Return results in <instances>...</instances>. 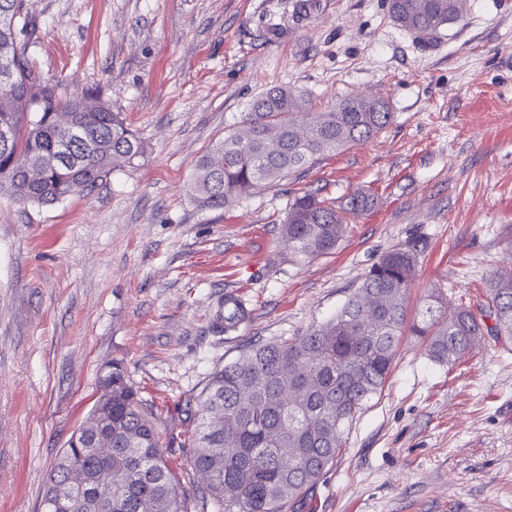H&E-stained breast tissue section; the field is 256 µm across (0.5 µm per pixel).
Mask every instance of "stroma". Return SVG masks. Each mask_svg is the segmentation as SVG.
<instances>
[{
    "instance_id": "1",
    "label": "stroma",
    "mask_w": 512,
    "mask_h": 512,
    "mask_svg": "<svg viewBox=\"0 0 512 512\" xmlns=\"http://www.w3.org/2000/svg\"><path fill=\"white\" fill-rule=\"evenodd\" d=\"M34 13L43 74L100 87L145 154L60 203L0 199V512H40L113 365L176 443L216 366L335 316L388 251L418 249L412 318L432 288L477 302L489 276L512 272V0H465L431 40L385 0H34ZM278 85L306 90L317 112L380 96L394 119L197 209L198 159ZM307 191L376 204L303 261L281 224ZM231 295L245 316L228 330ZM305 512H512V339L485 337L448 365L402 337Z\"/></svg>"
}]
</instances>
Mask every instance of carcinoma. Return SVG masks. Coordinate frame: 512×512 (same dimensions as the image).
I'll use <instances>...</instances> for the list:
<instances>
[{"instance_id": "carcinoma-1", "label": "carcinoma", "mask_w": 512, "mask_h": 512, "mask_svg": "<svg viewBox=\"0 0 512 512\" xmlns=\"http://www.w3.org/2000/svg\"><path fill=\"white\" fill-rule=\"evenodd\" d=\"M386 2L394 22L423 36L461 18V0ZM37 31L32 0H0V48L13 71L12 82L0 84V95L7 91L12 99L0 109V128L12 130L10 142L0 143V196L47 206L92 189L115 167L142 157L145 147L101 90L71 93L43 75L34 56ZM89 99L97 111H84ZM61 110L73 113L84 140L64 146L66 135L54 122ZM392 120L381 97L346 95L329 111L313 113L303 92L272 87L251 100L241 129L201 156L190 198L201 210L222 209L329 151L369 139ZM28 162L44 164L37 183L24 177ZM374 204L362 192L339 207L305 192L289 203L282 237L294 257H318L336 247L350 218ZM416 262L414 247L389 251L334 318L303 336L253 343L209 374L185 403L178 443L203 478L193 490L199 512H296L344 450L349 423L382 393L404 334L448 364L474 354L486 334L512 338V275L491 277L476 310L463 303L450 310L436 290L412 321L406 299ZM108 386L111 453L87 447L91 428L81 426L78 443H68L47 477L43 512H53L61 495L69 497V512H187L154 422L119 367L103 377L101 387ZM73 470L84 474V486L66 483ZM116 474L121 481L114 485ZM105 484L112 495L100 499Z\"/></svg>"}]
</instances>
